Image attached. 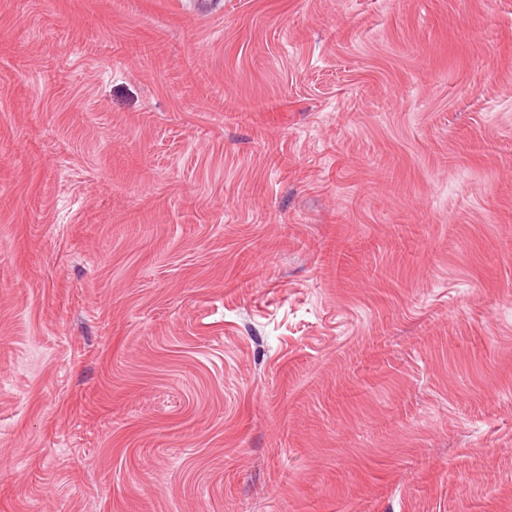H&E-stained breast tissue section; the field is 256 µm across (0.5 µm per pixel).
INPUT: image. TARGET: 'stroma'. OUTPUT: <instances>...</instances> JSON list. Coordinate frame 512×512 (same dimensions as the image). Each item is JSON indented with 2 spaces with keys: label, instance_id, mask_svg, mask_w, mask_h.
<instances>
[{
  "label": "stroma",
  "instance_id": "1",
  "mask_svg": "<svg viewBox=\"0 0 512 512\" xmlns=\"http://www.w3.org/2000/svg\"><path fill=\"white\" fill-rule=\"evenodd\" d=\"M0 512H512V0H0Z\"/></svg>",
  "mask_w": 512,
  "mask_h": 512
}]
</instances>
